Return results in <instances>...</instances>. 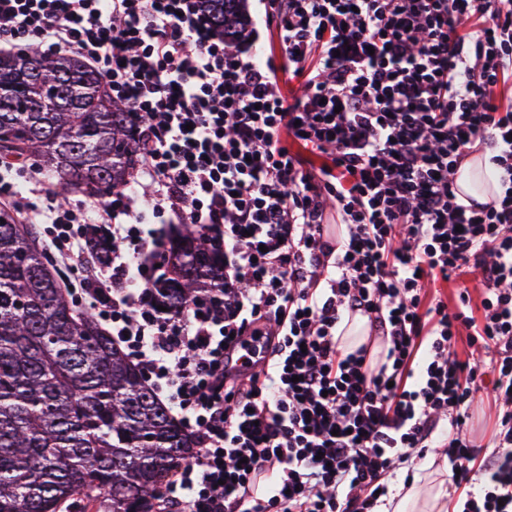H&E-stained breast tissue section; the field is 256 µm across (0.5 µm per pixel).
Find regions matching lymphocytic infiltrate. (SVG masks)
Masks as SVG:
<instances>
[{"mask_svg": "<svg viewBox=\"0 0 512 512\" xmlns=\"http://www.w3.org/2000/svg\"><path fill=\"white\" fill-rule=\"evenodd\" d=\"M258 2L228 44L201 0H0V48L74 53L142 119L139 173L48 203L47 247L196 440L155 512H373L434 444L461 512H512V0ZM476 147L500 191L465 204ZM154 219L223 237L221 292L158 310ZM466 273L479 306L428 294ZM491 386L482 393V397L477 399L470 408V420L468 424V436L474 444L484 446L486 454H490L494 448L492 446V433L495 429L496 418L495 408L491 405L492 394ZM490 446V448H486Z\"/></svg>", "mask_w": 512, "mask_h": 512, "instance_id": "1", "label": "lymphocytic infiltrate"}]
</instances>
